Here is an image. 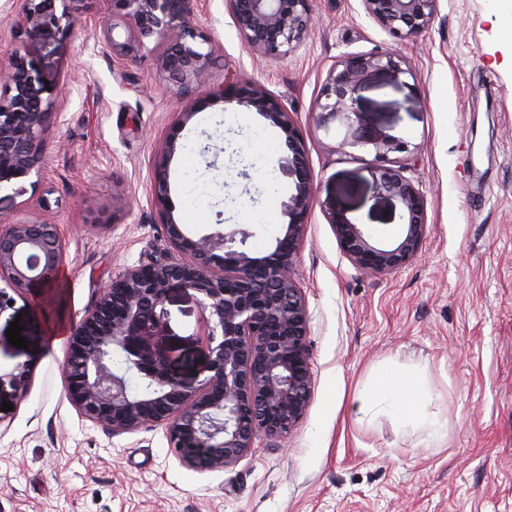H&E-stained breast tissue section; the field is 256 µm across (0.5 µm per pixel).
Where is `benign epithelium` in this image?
<instances>
[{
  "label": "benign epithelium",
  "instance_id": "7a95c632",
  "mask_svg": "<svg viewBox=\"0 0 512 512\" xmlns=\"http://www.w3.org/2000/svg\"><path fill=\"white\" fill-rule=\"evenodd\" d=\"M82 0H24L16 26L28 39L55 40L71 35ZM192 0H102L103 40L112 52L132 61L145 41L159 49L161 76L183 97L204 92L224 101V89L209 85L214 60L210 41L193 24ZM311 0H225L242 41L265 56H285L309 33ZM367 17L398 37H415L429 28L440 0H360ZM383 70L404 73L390 53H347L330 68L313 107V122L325 134L342 136L338 148L362 147L375 153V189L399 204L403 233L392 248L372 245L362 225L327 198L321 203L340 247L351 264L366 273L388 274L416 256L427 234L426 200L390 157L408 143L371 131L356 108L365 75ZM237 102L272 120L282 132L288 157L282 165L293 190L285 203L283 237L269 256L245 250L252 233L240 228L193 238L171 214L164 221L169 249L125 268L101 290L96 302L74 324L63 366L67 396L82 417L121 435L154 423L166 426L174 453L196 470H222L254 447L262 435L280 437L303 418L312 395L308 336L310 317L295 277L297 253L315 200L306 146L290 113L260 87L224 74ZM0 192H24L19 180L39 175L43 144L56 88L46 90L39 62L9 51L0 69ZM175 140L162 149L155 167L153 193L169 192L168 162ZM63 261L58 225L35 217L0 223V314L9 292L53 284ZM202 295L206 316L203 340L209 354L203 379L188 378L170 367L155 345V329L165 321L164 303L173 287ZM125 367L115 365L113 359ZM136 371L140 387L130 386ZM30 368L17 363L0 370V395L21 396Z\"/></svg>",
  "mask_w": 512,
  "mask_h": 512
}]
</instances>
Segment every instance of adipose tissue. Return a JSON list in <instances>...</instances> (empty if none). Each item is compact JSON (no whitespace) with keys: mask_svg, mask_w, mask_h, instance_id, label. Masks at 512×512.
Segmentation results:
<instances>
[{"mask_svg":"<svg viewBox=\"0 0 512 512\" xmlns=\"http://www.w3.org/2000/svg\"><path fill=\"white\" fill-rule=\"evenodd\" d=\"M433 398V390L420 374L399 366L375 380L371 393L365 394L363 401L369 409L392 412L415 422L422 419Z\"/></svg>","mask_w":512,"mask_h":512,"instance_id":"obj_1","label":"adipose tissue"}]
</instances>
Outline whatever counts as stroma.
<instances>
[{
    "instance_id": "35a3bbf8",
    "label": "stroma",
    "mask_w": 512,
    "mask_h": 512,
    "mask_svg": "<svg viewBox=\"0 0 512 512\" xmlns=\"http://www.w3.org/2000/svg\"><path fill=\"white\" fill-rule=\"evenodd\" d=\"M21 7L0 0V66L20 49L42 62L59 97L45 175L0 201V217L57 224L63 265L55 286L15 294L0 314V367H32L26 394L0 414V512H512V41L493 0H441L429 29L402 40L360 0H311L310 35L278 58L244 44L225 0H196L215 49L211 85L236 73L291 114L318 200L295 269L311 317L310 406L286 437L260 438L235 464L206 472L179 461L165 425L115 436L76 411L63 374L69 331L119 271L167 249L163 209L193 236L248 229L249 255L269 254L288 222L284 137L232 97L176 95L158 75L154 42L136 61L120 59L96 10L81 14L74 36L44 42L19 33ZM377 52L398 54L408 73L369 72L357 108L366 126L408 143L399 159L428 222L417 256L383 276L352 266L320 203L333 198L379 248L399 242L400 207L377 194L373 154L329 151L311 115L331 65ZM190 105L195 116L178 126ZM172 136L162 205L153 170ZM199 299L172 288L159 331L189 376L207 357ZM14 321L27 348L7 338ZM396 364L434 388L426 413L439 432L361 411L365 386Z\"/></svg>"
}]
</instances>
